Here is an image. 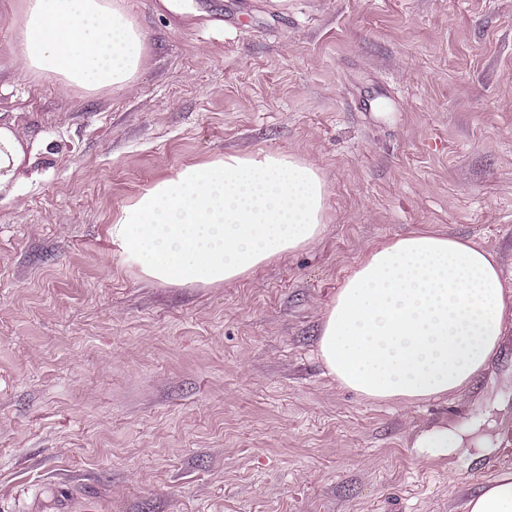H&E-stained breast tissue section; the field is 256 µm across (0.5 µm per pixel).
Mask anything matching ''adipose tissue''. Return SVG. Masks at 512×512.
<instances>
[{
  "label": "adipose tissue",
  "mask_w": 512,
  "mask_h": 512,
  "mask_svg": "<svg viewBox=\"0 0 512 512\" xmlns=\"http://www.w3.org/2000/svg\"><path fill=\"white\" fill-rule=\"evenodd\" d=\"M29 73L94 91L128 87L145 35L123 0H24L17 32ZM325 185L292 155L182 167L125 207L111 228L126 262L179 285L230 284L316 243ZM507 301L492 253L420 230L372 249L327 305L318 355L329 376L377 401L414 404L464 394L506 332ZM464 512H512V473L471 495Z\"/></svg>",
  "instance_id": "1"
}]
</instances>
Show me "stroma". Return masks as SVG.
Wrapping results in <instances>:
<instances>
[{"instance_id":"obj_1","label":"stroma","mask_w":512,"mask_h":512,"mask_svg":"<svg viewBox=\"0 0 512 512\" xmlns=\"http://www.w3.org/2000/svg\"><path fill=\"white\" fill-rule=\"evenodd\" d=\"M0 0V512H463L512 472V329L460 396L340 387L322 313L419 229L496 252L512 289V0H125V89L26 73ZM293 154L325 184L313 246L237 282L124 263L123 209L183 166ZM466 435L432 456L428 432ZM20 143L16 132L0 129V190L21 179L19 168L23 151Z\"/></svg>"}]
</instances>
